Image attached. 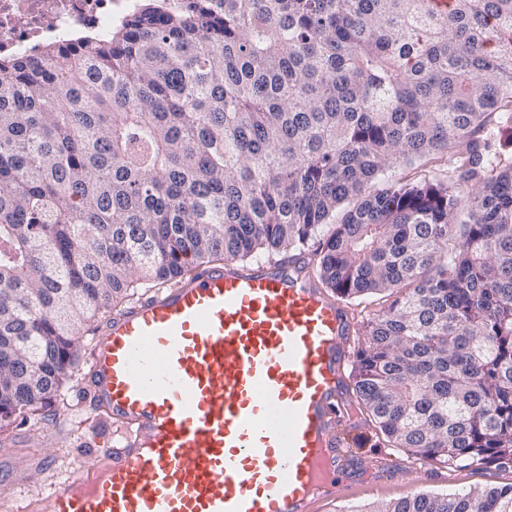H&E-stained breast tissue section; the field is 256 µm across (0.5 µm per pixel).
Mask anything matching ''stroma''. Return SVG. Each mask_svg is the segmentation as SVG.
<instances>
[{"label": "stroma", "instance_id": "stroma-1", "mask_svg": "<svg viewBox=\"0 0 512 512\" xmlns=\"http://www.w3.org/2000/svg\"><path fill=\"white\" fill-rule=\"evenodd\" d=\"M100 313L83 331L81 351L60 400L45 409L41 419L14 422L0 434V499L22 503L29 495L47 492L58 480L90 464L91 448L106 440L111 424L91 405L86 375L98 335L109 319ZM407 458L391 448H377L363 434L353 448L347 474L350 488L344 498L324 501L318 512H347L348 508L399 499L424 489L437 493L473 486L512 484V469L446 470L422 467L419 478L405 470Z\"/></svg>", "mask_w": 512, "mask_h": 512}]
</instances>
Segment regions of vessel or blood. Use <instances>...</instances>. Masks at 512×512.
<instances>
[{
  "instance_id": "b4317fda",
  "label": "vessel or blood",
  "mask_w": 512,
  "mask_h": 512,
  "mask_svg": "<svg viewBox=\"0 0 512 512\" xmlns=\"http://www.w3.org/2000/svg\"><path fill=\"white\" fill-rule=\"evenodd\" d=\"M359 334L299 261L199 269L111 316L87 384L115 428L25 512H312L338 498Z\"/></svg>"
}]
</instances>
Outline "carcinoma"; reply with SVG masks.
<instances>
[{
  "label": "carcinoma",
  "instance_id": "cac0c4a2",
  "mask_svg": "<svg viewBox=\"0 0 512 512\" xmlns=\"http://www.w3.org/2000/svg\"><path fill=\"white\" fill-rule=\"evenodd\" d=\"M311 245L327 292L383 301L352 369L375 447L511 469L512 0H145L0 62V429L128 291ZM365 512H512V485Z\"/></svg>",
  "mask_w": 512,
  "mask_h": 512
}]
</instances>
